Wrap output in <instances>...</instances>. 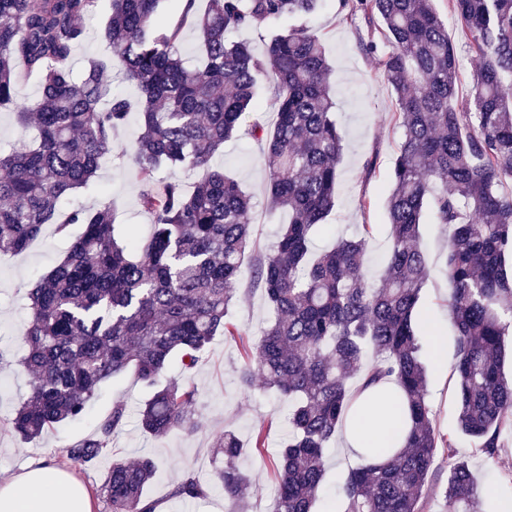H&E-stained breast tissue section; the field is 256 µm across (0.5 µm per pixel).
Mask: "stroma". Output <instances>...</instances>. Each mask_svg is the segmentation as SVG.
Masks as SVG:
<instances>
[{"instance_id":"1","label":"stroma","mask_w":512,"mask_h":512,"mask_svg":"<svg viewBox=\"0 0 512 512\" xmlns=\"http://www.w3.org/2000/svg\"><path fill=\"white\" fill-rule=\"evenodd\" d=\"M112 11L111 0H99L97 11L88 26V36L71 58L74 72H82L88 61L106 58L110 49L103 38V28ZM324 38L331 64V88L336 99V123L345 138L343 161L336 184V207L325 226L314 235L311 249L319 253L329 249L335 238L356 232L359 225L371 224L375 230L370 239L366 273L377 281L390 250L385 225V203L389 194L390 175L401 131L394 121L395 101L375 61L359 49V38L366 28L362 22L346 20L339 10V0H323L311 20ZM135 126L117 132L112 139V152L103 162L94 184L76 192L65 201V208L94 210L107 204L113 207L118 231L136 226L141 233L151 230V216L139 205V186L130 159V145ZM375 157L376 171L365 178L364 163ZM215 163L226 174L240 182L254 204V237L259 248H270L277 240L284 211L270 212L266 206V166L264 145L244 139L228 141L216 156ZM367 196L371 206L362 211L359 196ZM83 231L81 225L69 228L68 236L57 235L54 226L20 254H0V476L23 471L30 465L57 463L65 446L94 434L98 424L112 409L114 402H125L129 415L123 430L112 439V455H106L92 466L79 470L78 476L91 487L103 484L113 456L134 460L153 457L160 463L158 475L148 489L162 512H182L168 491L184 471L193 470L211 477L214 446L224 432L235 433L245 452L240 467L253 483L254 493L246 512H270L275 493L272 463L286 430L288 404L274 393L255 386L243 390L238 371L246 356L241 340L256 341L269 317L259 290L251 286L250 275H243L242 293L231 308L228 319L241 332V339L215 337L209 344L192 380L200 392L197 413L200 429L191 435L173 433L162 439L144 434L137 426L135 411L147 397L134 372L124 373L103 384L89 415L75 424H66L33 441H24L10 429L8 421L15 408L29 393L30 377L19 364L22 331L30 317L27 293L37 278L49 271L66 254L71 240ZM450 231L427 214L421 226V245L427 256L428 273L418 305L422 316L431 318L441 329L444 353L454 360V330L448 315V280L445 258ZM423 359L431 357L428 338H421ZM427 397L437 429L453 436L454 453L441 450L436 454L432 476L425 489V512H445V490L448 486L449 457L470 463L480 489H494L512 497V484L504 473H512V435L506 436L496 463L490 464L476 454L470 438L460 435L453 403L450 371L430 364ZM270 424L268 439L261 451H254L258 428ZM359 462L356 455L336 439L328 453L324 489L317 501L316 512H336V488L349 470Z\"/></svg>"}]
</instances>
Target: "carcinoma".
<instances>
[{
	"mask_svg": "<svg viewBox=\"0 0 512 512\" xmlns=\"http://www.w3.org/2000/svg\"><path fill=\"white\" fill-rule=\"evenodd\" d=\"M99 0H0V108L37 129L18 148L0 146V253L24 252L45 225L59 234L83 225L68 254L28 291L31 316L19 358L30 392L9 419L24 440L85 416L106 381L131 369L150 396L140 411L144 432L164 438L199 426V392L189 374L216 336L235 335L226 320L237 300L243 260L256 248L253 208L239 183L214 164L224 143L265 142L266 192L288 211L275 245L254 255L251 280L270 317L247 347L241 384L262 376L288 401V436L273 463L271 512H314L337 429L359 411L360 396L384 395L395 380L404 400L403 444L382 463L372 449L357 456L340 490V512H423V490L436 451L453 453L427 400L419 356L417 304L427 277L420 245L426 209L451 229L446 254L448 313L455 330L458 427L489 460L512 433V380L503 368L512 318V0H450L458 38L481 59L472 75L470 111L457 108L455 42L433 0H340L361 17L372 57L395 96L401 130L386 213L390 252L379 283L365 274L373 225L310 252L312 233L336 206L343 137L333 118L331 69L323 38L307 25L321 0H175L177 20L158 15L159 0H112L104 30L111 58L139 93V133L132 144L139 203L152 233L116 234L107 205L61 203L96 176L112 136L132 114L112 92L108 64L70 67ZM291 19L279 28L275 23ZM198 32V64L179 52L182 28ZM267 29L263 51L237 40L241 29ZM34 76L41 97L17 106L15 87ZM276 120L268 127L257 99L261 81ZM199 174L193 189L160 177L163 169ZM187 377L162 382L173 361ZM127 419L117 401L98 432L68 445L65 458L85 466L106 455ZM223 457L211 480L184 472L170 492L202 499L217 489L239 507L251 492L239 467L235 433L217 440ZM158 462L112 463L102 485L112 512H155L147 495ZM446 512H471L475 481L464 461L450 466Z\"/></svg>",
	"mask_w": 512,
	"mask_h": 512,
	"instance_id": "carcinoma-1",
	"label": "carcinoma"
}]
</instances>
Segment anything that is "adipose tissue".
I'll return each mask as SVG.
<instances>
[{"label":"adipose tissue","mask_w":512,"mask_h":512,"mask_svg":"<svg viewBox=\"0 0 512 512\" xmlns=\"http://www.w3.org/2000/svg\"><path fill=\"white\" fill-rule=\"evenodd\" d=\"M402 411L398 400L367 405L346 431L347 449L373 448L377 459H384L385 449L400 447L404 440ZM0 512H93V500L70 474L38 465L0 479Z\"/></svg>","instance_id":"ef3b65f1"}]
</instances>
